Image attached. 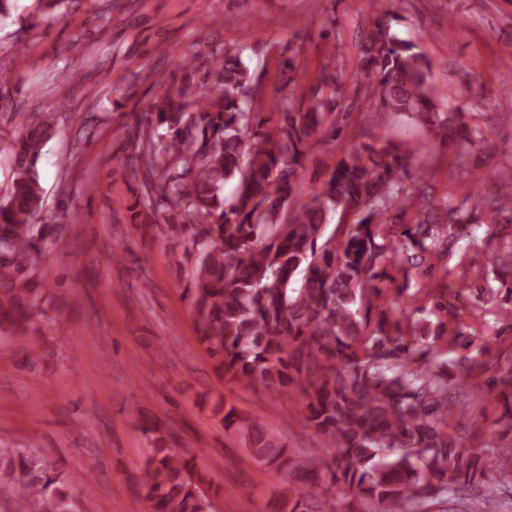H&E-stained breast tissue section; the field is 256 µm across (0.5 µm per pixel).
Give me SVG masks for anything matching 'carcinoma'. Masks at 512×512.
Returning a JSON list of instances; mask_svg holds the SVG:
<instances>
[{
    "instance_id": "obj_1",
    "label": "carcinoma",
    "mask_w": 512,
    "mask_h": 512,
    "mask_svg": "<svg viewBox=\"0 0 512 512\" xmlns=\"http://www.w3.org/2000/svg\"><path fill=\"white\" fill-rule=\"evenodd\" d=\"M66 2L77 9L83 0H33L29 26L58 19ZM400 20L397 0L375 2L356 92L421 130L425 152L473 145L475 114L437 99L430 61L393 30ZM195 60L185 54L139 118L131 171L140 193L131 223L195 256L192 314L223 378L295 398L332 463L294 455L282 433L232 406L224 429L257 463L291 478L280 512H313L314 488L324 489L319 505L327 512L338 505L342 512H448L450 494L463 512H486L497 483L512 482V460L460 448L448 434L456 374L442 350L465 331L452 311L459 293L448 286L447 260L468 225L492 224L499 246L489 264L500 280L512 278V167L499 174V195L483 217L438 196L431 180H411L409 151L384 130L342 150L328 176L309 181L307 155L338 133L329 120L336 75L313 82L298 105L285 81L276 88L277 111L259 112L263 89L241 53L224 51L202 92ZM55 116L24 115L8 144L0 330L21 344L45 313L38 242L51 228L35 217L45 199L42 146ZM228 182L236 188L226 198ZM502 385L509 393L501 419L511 433L512 371ZM478 476L490 480L483 497H465ZM204 483L192 460L155 437L142 477L148 512H202ZM15 487L24 490L17 512H68L54 465L0 453V492Z\"/></svg>"
}]
</instances>
